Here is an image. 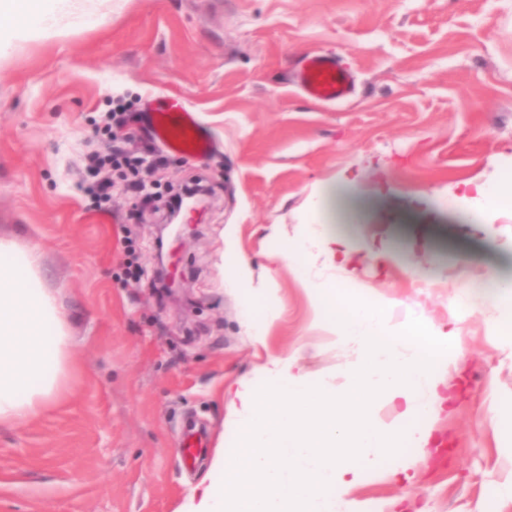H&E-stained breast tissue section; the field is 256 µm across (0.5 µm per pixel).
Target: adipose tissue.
<instances>
[{
  "mask_svg": "<svg viewBox=\"0 0 512 512\" xmlns=\"http://www.w3.org/2000/svg\"><path fill=\"white\" fill-rule=\"evenodd\" d=\"M284 257L312 269L303 285L317 313L366 358L342 397L311 385L297 351L259 366L265 388L230 389L238 451L216 449L211 468L221 481L197 485L180 512H360L353 494L363 469L402 443L428 446L432 432L421 422L450 399L443 374L457 357L455 331L412 310L392 320V301L359 285L348 247L316 231ZM71 341L34 256L0 238V425H22L64 400ZM380 403L396 409L391 422L377 420ZM342 448L355 449L359 464L339 456Z\"/></svg>",
  "mask_w": 512,
  "mask_h": 512,
  "instance_id": "obj_1",
  "label": "adipose tissue"
}]
</instances>
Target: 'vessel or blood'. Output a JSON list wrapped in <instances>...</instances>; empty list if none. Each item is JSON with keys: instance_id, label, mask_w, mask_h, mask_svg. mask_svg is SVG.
<instances>
[{"instance_id": "obj_1", "label": "vessel or blood", "mask_w": 512, "mask_h": 512, "mask_svg": "<svg viewBox=\"0 0 512 512\" xmlns=\"http://www.w3.org/2000/svg\"><path fill=\"white\" fill-rule=\"evenodd\" d=\"M304 94L317 103L347 100L353 90L352 74L328 54L309 55L298 75ZM151 123L158 143L167 151L199 157L209 154L215 142L178 99L170 97L152 108Z\"/></svg>"}]
</instances>
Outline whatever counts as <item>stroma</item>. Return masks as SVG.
<instances>
[{"instance_id":"35a3bbf8","label":"stroma","mask_w":512,"mask_h":512,"mask_svg":"<svg viewBox=\"0 0 512 512\" xmlns=\"http://www.w3.org/2000/svg\"><path fill=\"white\" fill-rule=\"evenodd\" d=\"M54 16L62 34L0 55V238L33 253L63 308L72 372L60 407L0 427V512H178L216 448H236L225 393L269 356L300 350L313 383L345 394L361 354L281 254L310 224L359 255L384 242L362 284L395 300L394 319L415 310L460 341L433 446L381 455L354 493L362 512H512V335L482 289L512 281V210L460 198L465 182L512 180V0H61ZM315 52L352 70L347 101L299 89ZM162 93L196 112L215 152L158 146L146 114ZM116 98L140 119L110 136ZM114 145L153 156L149 200L122 168L108 204L81 188L84 155ZM195 182L211 206L178 250L175 302L154 237ZM227 248L251 283L225 282ZM269 277L277 316L259 343L246 302ZM193 427L203 449L188 462Z\"/></svg>"}]
</instances>
